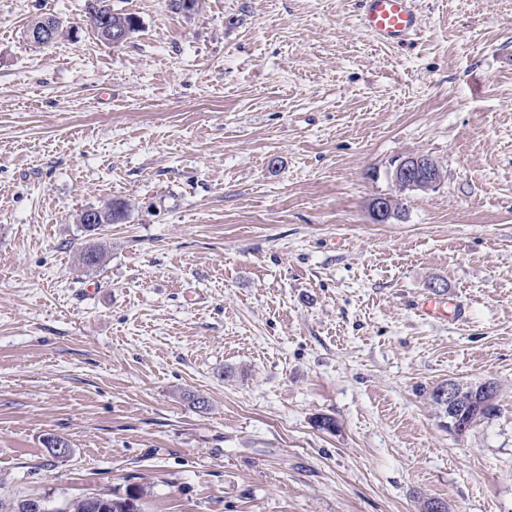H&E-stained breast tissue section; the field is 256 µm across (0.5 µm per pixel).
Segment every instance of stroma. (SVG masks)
<instances>
[{"instance_id":"1","label":"stroma","mask_w":512,"mask_h":512,"mask_svg":"<svg viewBox=\"0 0 512 512\" xmlns=\"http://www.w3.org/2000/svg\"><path fill=\"white\" fill-rule=\"evenodd\" d=\"M86 4L0 0V501L512 512V0H417L406 46L356 0H112L118 46ZM418 154L443 183L372 223ZM448 379L498 413L449 433ZM110 0H87V12L89 14L96 15L99 11L102 13V16L105 14H109V18L112 21L113 26L119 25L120 27L128 26L129 28L137 29V19L132 14H127L123 12H117L112 10V4L107 3ZM99 6H102L103 9H99ZM112 12V13H111ZM108 16H104L101 21L96 22L97 29L99 32V36L103 41L113 44L119 45L121 43L126 42L130 37L131 33L128 28H124L122 30H113L109 31L105 35V31L108 28L107 25ZM42 17H44V18H42ZM39 18H41V19L34 22L36 20L35 19L33 21L34 23L32 22L33 24L31 25V27L29 29V38L33 43L37 44V45L33 44L36 48H39L45 44H48V43H43V42H49V41L52 42V40L56 37V34H57V37H59L63 33L62 23L57 17H55L53 15H43V16H39ZM51 18L58 22V31L56 29V25H55L54 21ZM39 43H43V44L38 45ZM397 208L399 209V214H402L404 211V203L402 199H398ZM369 214L373 223L375 224H388L392 219H396L399 217V214L396 210L395 199L392 196H376L374 197L369 204Z\"/></svg>"}]
</instances>
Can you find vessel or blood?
I'll use <instances>...</instances> for the list:
<instances>
[{"instance_id":"b4317fda","label":"vessel or blood","mask_w":512,"mask_h":512,"mask_svg":"<svg viewBox=\"0 0 512 512\" xmlns=\"http://www.w3.org/2000/svg\"><path fill=\"white\" fill-rule=\"evenodd\" d=\"M359 27L376 40L394 44L416 36L421 27L417 0H359Z\"/></svg>"}]
</instances>
